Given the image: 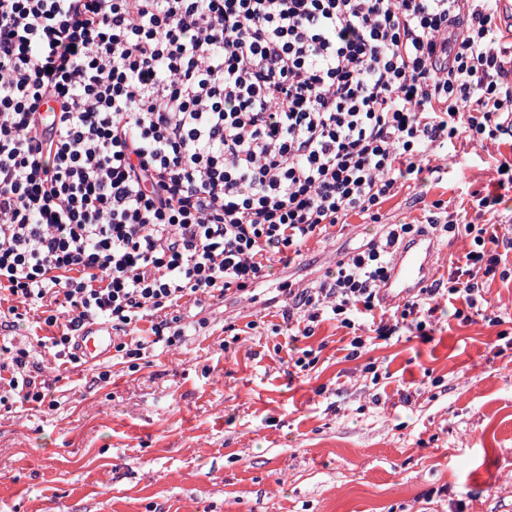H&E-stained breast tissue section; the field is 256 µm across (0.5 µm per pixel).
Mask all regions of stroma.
<instances>
[{"label": "stroma", "mask_w": 512, "mask_h": 512, "mask_svg": "<svg viewBox=\"0 0 512 512\" xmlns=\"http://www.w3.org/2000/svg\"><path fill=\"white\" fill-rule=\"evenodd\" d=\"M505 159L512 141H457L443 172L408 181L379 222L351 216L250 297L184 304L183 341L133 371L114 352L60 363L29 312L14 343L57 404H0V512H512V253L487 281L499 327L461 322L444 299L431 338L376 339L357 358L332 320L292 340L281 293L314 285L383 225L441 208L512 237V192L496 213L472 207ZM297 346L316 359L292 375Z\"/></svg>", "instance_id": "35a3bbf8"}]
</instances>
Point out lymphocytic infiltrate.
I'll list each match as a JSON object with an SVG mask.
<instances>
[{
  "label": "lymphocytic infiltrate",
  "instance_id": "lymphocytic-infiltrate-1",
  "mask_svg": "<svg viewBox=\"0 0 512 512\" xmlns=\"http://www.w3.org/2000/svg\"><path fill=\"white\" fill-rule=\"evenodd\" d=\"M498 0H0V292L51 303L39 338L77 361L75 337L151 320L173 346L186 299L245 294L274 265L369 215L455 140L512 137V78ZM58 109L38 132L45 100ZM469 238L448 289L376 318L394 254L417 224H390L314 288H285L303 336L333 315L378 337L425 331L442 296L488 325L479 276L512 238L449 219Z\"/></svg>",
  "mask_w": 512,
  "mask_h": 512
}]
</instances>
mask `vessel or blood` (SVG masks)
Returning <instances> with one entry per match:
<instances>
[{
  "instance_id": "vessel-or-blood-1",
  "label": "vessel or blood",
  "mask_w": 512,
  "mask_h": 512,
  "mask_svg": "<svg viewBox=\"0 0 512 512\" xmlns=\"http://www.w3.org/2000/svg\"><path fill=\"white\" fill-rule=\"evenodd\" d=\"M436 249L437 240L429 232L415 236L400 247L394 257L391 275L380 293L385 305L397 304L432 282L437 272L434 265ZM76 341L79 353L87 361L103 360L112 349V327L107 323L86 326Z\"/></svg>"
}]
</instances>
